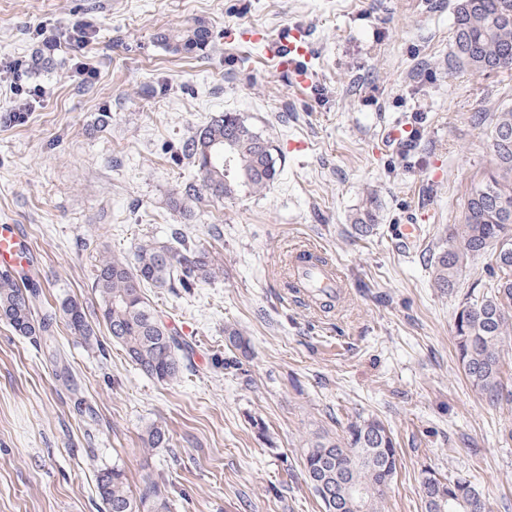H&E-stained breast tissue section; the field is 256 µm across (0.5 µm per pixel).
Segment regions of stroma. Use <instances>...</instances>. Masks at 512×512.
<instances>
[{
	"mask_svg": "<svg viewBox=\"0 0 512 512\" xmlns=\"http://www.w3.org/2000/svg\"><path fill=\"white\" fill-rule=\"evenodd\" d=\"M456 3L0 0V115L29 106L24 123H0V224L20 225L53 317L38 340L0 320V512H100L96 476L115 465L133 487L151 472L171 512H322L304 454L360 415L396 438L386 512H424L428 469L469 478L490 512H512V341L499 357L508 395L494 405L453 344L455 313L486 278L485 261L471 260L451 291L428 265L494 165L476 115L512 107V69L455 68ZM76 24L95 38L71 42ZM198 26L212 34L199 52L157 39ZM298 30L314 72L306 89L264 51ZM48 38L54 65L32 73ZM227 112L269 142L275 180L176 209L196 179L183 142ZM393 127L406 138L389 141ZM369 202L378 226L363 237L354 216ZM408 224L419 227L412 242ZM176 232L221 271L185 292L146 288L194 348L190 367L164 383L98 323L92 282L101 252L131 262L142 243ZM305 243L343 273L332 312L290 290L287 252ZM67 300L95 323L100 350L72 335ZM228 326L253 351L233 373L210 363ZM155 422L169 440L147 459L142 437Z\"/></svg>",
	"mask_w": 512,
	"mask_h": 512,
	"instance_id": "1",
	"label": "stroma"
}]
</instances>
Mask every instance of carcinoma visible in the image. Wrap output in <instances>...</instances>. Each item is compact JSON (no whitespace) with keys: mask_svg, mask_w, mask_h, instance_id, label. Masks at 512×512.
<instances>
[{"mask_svg":"<svg viewBox=\"0 0 512 512\" xmlns=\"http://www.w3.org/2000/svg\"><path fill=\"white\" fill-rule=\"evenodd\" d=\"M211 33L199 26L173 44V51L192 53L209 45ZM53 63L50 50L38 48L30 69L42 71ZM454 64L461 70L488 72L512 67V0H458L454 34ZM488 124L489 147L495 167L471 186L463 222L448 228V246L429 255L436 285L454 289L467 262L488 257L489 278L471 287L454 317L457 359L469 382L489 402L502 397L498 351L512 336V107L482 112L478 124ZM222 148L229 164L218 165L213 151ZM197 171L200 184L184 187L182 199L198 196L203 189L215 198H228L240 186L261 188L273 181L278 170L266 140L234 112H226L181 148ZM218 265L209 251L181 237L174 242L150 240L141 245L134 262L114 255H100L95 264L93 288L99 297L100 315L112 340L125 350L130 361L146 376L170 382L191 360L192 349L161 312L145 297L143 288L153 285L171 292L188 290L216 277ZM39 292L25 272L0 271V319L16 333L33 336L50 332V324L37 321ZM71 332L90 348L98 344L92 325L75 301L62 305ZM230 355L212 364L238 370L251 356L249 341L236 329H225ZM168 442L160 423L151 424L142 437L148 455ZM398 452L391 430L377 419L348 423L338 437L322 436L308 448L303 468L314 493L318 484L336 487L355 480L373 488L363 505L346 499L340 512H384L382 497L397 474ZM426 512H467L472 503H485L483 495L467 479H445L427 471L421 479ZM101 512H171L166 489L151 475L143 477L138 491L127 484L125 472L114 466L97 476Z\"/></svg>","mask_w":512,"mask_h":512,"instance_id":"obj_1","label":"carcinoma"}]
</instances>
